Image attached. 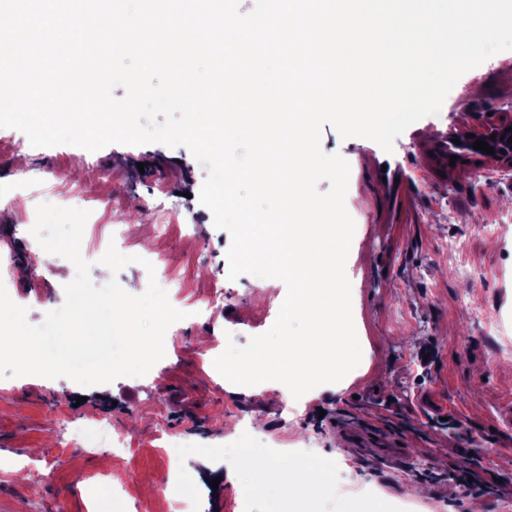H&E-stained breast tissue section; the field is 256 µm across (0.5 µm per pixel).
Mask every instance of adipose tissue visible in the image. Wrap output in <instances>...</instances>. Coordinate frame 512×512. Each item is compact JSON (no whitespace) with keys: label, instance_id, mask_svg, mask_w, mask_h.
<instances>
[{"label":"adipose tissue","instance_id":"ef3b65f1","mask_svg":"<svg viewBox=\"0 0 512 512\" xmlns=\"http://www.w3.org/2000/svg\"><path fill=\"white\" fill-rule=\"evenodd\" d=\"M224 457L232 483L248 499L263 496L274 502L308 503L329 488V474L318 460L259 458L247 447L225 449Z\"/></svg>","mask_w":512,"mask_h":512}]
</instances>
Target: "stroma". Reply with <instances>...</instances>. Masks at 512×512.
Here are the masks:
<instances>
[{"label":"stroma","instance_id":"stroma-1","mask_svg":"<svg viewBox=\"0 0 512 512\" xmlns=\"http://www.w3.org/2000/svg\"><path fill=\"white\" fill-rule=\"evenodd\" d=\"M463 106L411 125L392 152L376 142L342 138L323 125L321 147L350 166L347 210L358 222L345 265L360 364L341 381L312 389L298 414L277 382L229 393L214 367L228 342L246 345L274 324L285 284L244 274L229 280L230 236L198 200L207 171L184 146L114 144L95 152L72 145L31 146L0 128V284L29 323L41 324L65 301L74 264L34 253L30 230L39 204L70 206L85 184L90 215L82 257L96 286L108 283L98 253L116 246L131 256L116 275L133 295L164 283L185 312L163 359L141 377L82 387L69 378L0 377V512H89L94 497L124 512H270L269 501L243 503L226 477L223 451L270 435L277 454L318 442L331 492L315 512L347 502L400 512L421 498L422 512H512V177L486 182L492 164L436 169L427 155L448 131L468 134L512 118V51L489 58L457 82ZM169 225L165 241L153 227ZM224 301L196 310L211 285ZM430 360H421L422 352ZM451 420H443L444 410ZM104 417L128 440L109 452L88 431ZM349 416L386 428L400 459H368L332 430ZM252 424L250 435L237 429ZM183 440L172 454L168 443ZM471 449L489 476L485 492L464 494L448 472Z\"/></svg>","mask_w":512,"mask_h":512}]
</instances>
